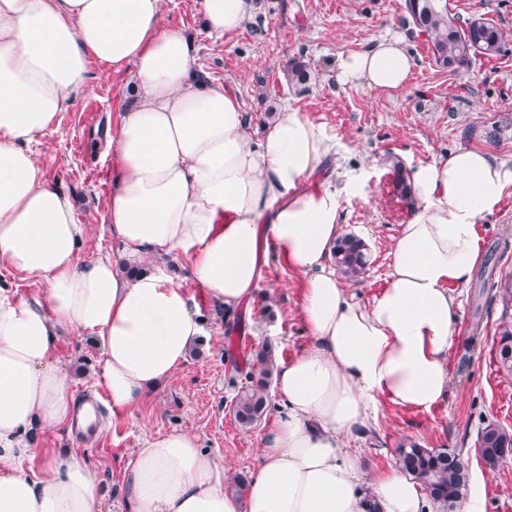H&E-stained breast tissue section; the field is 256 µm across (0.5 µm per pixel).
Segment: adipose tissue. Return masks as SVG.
Masks as SVG:
<instances>
[{
	"instance_id": "obj_1",
	"label": "adipose tissue",
	"mask_w": 512,
	"mask_h": 512,
	"mask_svg": "<svg viewBox=\"0 0 512 512\" xmlns=\"http://www.w3.org/2000/svg\"><path fill=\"white\" fill-rule=\"evenodd\" d=\"M209 33L241 30L254 0H194ZM133 70L136 106L106 130L108 222L120 257L81 256L88 227L32 149L82 91L91 68ZM413 60L398 36L336 60V80L387 94ZM325 125L290 104L261 136L240 101L204 81L194 47L165 24L161 0H0V271L40 286L0 289V512H101L102 479L76 451L33 447L32 428H68L75 393L53 351L58 336L94 337L97 385L114 408L139 404L187 359L204 332L191 299L159 267L184 260L203 292L230 309L254 299L269 255L304 279L312 344L275 374L281 410L244 498L197 435L151 436L125 475L123 512H431L398 469L363 484L344 442L380 397L429 410L448 393L459 338L451 287L482 258L477 225L512 184L491 148L415 166L418 201L395 241L387 287L364 307L331 265L342 187L310 180L335 158ZM154 261L125 277L121 260Z\"/></svg>"
}]
</instances>
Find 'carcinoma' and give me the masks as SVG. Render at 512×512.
Masks as SVG:
<instances>
[{
    "instance_id": "1",
    "label": "carcinoma",
    "mask_w": 512,
    "mask_h": 512,
    "mask_svg": "<svg viewBox=\"0 0 512 512\" xmlns=\"http://www.w3.org/2000/svg\"><path fill=\"white\" fill-rule=\"evenodd\" d=\"M405 21L427 37L434 61L440 67L457 72L477 55H497L504 44L503 32L491 21L479 16L464 22L448 12L442 0H404ZM288 81L304 84L310 77L308 65L299 58L288 61L285 67ZM394 191L410 193L401 161L393 162ZM367 245L355 235L342 236L334 250V262L347 280L357 279L367 265ZM497 296L503 311L512 310V274L496 284ZM500 369L512 373V326L500 331L497 348ZM275 368L270 347L256 352L247 383L241 387L234 406L237 422L243 427L257 423L268 407V387ZM479 453L484 463L496 468L504 454L512 452V434L494 421L481 428L478 435ZM398 466L412 474L427 491L437 512H457L469 483V462L464 452L448 448H423L417 444L397 451Z\"/></svg>"
}]
</instances>
